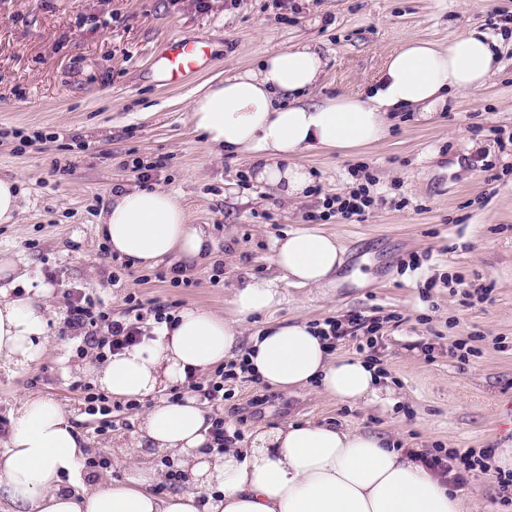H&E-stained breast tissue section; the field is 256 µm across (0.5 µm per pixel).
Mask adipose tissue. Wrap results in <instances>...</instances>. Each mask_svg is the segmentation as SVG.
<instances>
[{
	"instance_id": "adipose-tissue-1",
	"label": "adipose tissue",
	"mask_w": 512,
	"mask_h": 512,
	"mask_svg": "<svg viewBox=\"0 0 512 512\" xmlns=\"http://www.w3.org/2000/svg\"><path fill=\"white\" fill-rule=\"evenodd\" d=\"M325 61L306 43L274 50L256 66L190 95L189 119L216 156L250 157L252 178L287 201L303 198L312 177L309 151L348 152L383 139L390 116L407 108L430 121L449 95L482 87L500 68V46L469 29L438 45L410 38L392 52L376 84L356 95L315 102ZM113 254L151 267L170 255L186 263L214 259L219 246L191 223L183 197L159 186H124L100 216ZM275 276L249 277L226 313L189 306L157 339L112 357L96 372L116 400L154 398L128 452L157 450L168 466L136 467L123 480L87 489L79 478L83 441L65 407L25 396L0 453V498L14 512H466L447 477L425 467L417 451L385 435L307 422L256 431L249 445L207 450L209 413L197 396L169 402L157 393L232 360L276 391L311 387L344 404L379 398L376 365L330 353L316 327L267 323L248 333L250 317L277 312L287 288L326 290L343 262L335 237L298 228L276 240ZM28 270L0 256V366L23 368L47 338L48 291L28 287ZM24 295H16L18 285Z\"/></svg>"
}]
</instances>
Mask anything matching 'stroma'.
Listing matches in <instances>:
<instances>
[{
    "label": "stroma",
    "instance_id": "35a3bbf8",
    "mask_svg": "<svg viewBox=\"0 0 512 512\" xmlns=\"http://www.w3.org/2000/svg\"><path fill=\"white\" fill-rule=\"evenodd\" d=\"M0 0V174L17 177L24 212L0 224V251L50 292L48 343L27 368L0 369V439L28 392L68 406L90 455L87 482L124 478L122 450L147 410H122L100 433L84 386L94 385L80 339L62 335L68 291L82 289L112 312L127 296L180 312H223L247 276L272 275L273 243L320 216L344 264L327 293L288 289L279 320L323 323L360 316L365 326L335 354L374 359L383 400L349 405L306 388L284 394L241 377L225 383L217 413L227 429L307 421L394 437L403 448L512 453V0ZM468 27L501 45L485 87L448 99L431 123L396 113L389 134L347 154L314 152V185L284 203L248 178L247 161L216 157L188 119L191 90L253 65L266 52L315 42L327 65L316 97L373 84L410 37L438 44ZM176 41L204 50L198 70L170 81L162 59ZM164 160L154 184L180 193L192 223L219 240L214 265L171 257L142 268L103 257L98 218L134 162ZM375 181L379 203L364 216L325 217L327 199ZM418 257L419 269L408 268ZM184 284L172 286L173 270ZM490 288L465 299L453 282ZM465 344L466 358L454 356ZM460 492L470 512H512L496 479L478 472Z\"/></svg>",
    "mask_w": 512,
    "mask_h": 512
}]
</instances>
